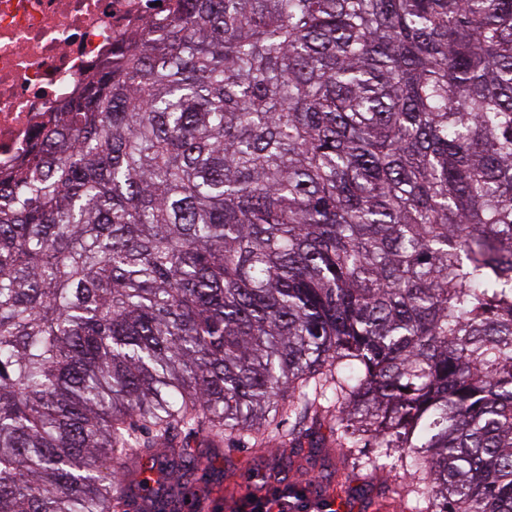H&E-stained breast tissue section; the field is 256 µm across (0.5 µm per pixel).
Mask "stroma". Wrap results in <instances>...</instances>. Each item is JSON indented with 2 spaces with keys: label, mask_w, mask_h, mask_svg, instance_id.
<instances>
[{
  "label": "stroma",
  "mask_w": 512,
  "mask_h": 512,
  "mask_svg": "<svg viewBox=\"0 0 512 512\" xmlns=\"http://www.w3.org/2000/svg\"><path fill=\"white\" fill-rule=\"evenodd\" d=\"M287 419H279L269 441L259 444L251 438L227 441L219 452L209 451L200 438L188 443L202 464L189 469L178 461L172 474L162 476L164 487L184 489L177 504L179 512H235L246 495H262L272 486L285 482L305 490L315 499L334 502L337 512H399V505L381 495V483L402 480L401 460L391 458L376 480L366 476V462L376 449H363L361 457L349 456L337 447L336 436L328 427L314 428L300 439L288 435Z\"/></svg>",
  "instance_id": "1"
}]
</instances>
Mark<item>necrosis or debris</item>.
Returning <instances> with one entry per match:
<instances>
[{
    "label": "necrosis or debris",
    "mask_w": 512,
    "mask_h": 512,
    "mask_svg": "<svg viewBox=\"0 0 512 512\" xmlns=\"http://www.w3.org/2000/svg\"><path fill=\"white\" fill-rule=\"evenodd\" d=\"M152 0H0V168L45 140L96 64L162 17Z\"/></svg>",
    "instance_id": "obj_1"
}]
</instances>
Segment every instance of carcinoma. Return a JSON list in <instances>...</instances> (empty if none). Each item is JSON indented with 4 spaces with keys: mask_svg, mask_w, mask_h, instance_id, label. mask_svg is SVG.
<instances>
[{
    "mask_svg": "<svg viewBox=\"0 0 512 512\" xmlns=\"http://www.w3.org/2000/svg\"><path fill=\"white\" fill-rule=\"evenodd\" d=\"M176 2L0 172V512L284 416L512 512V0Z\"/></svg>",
    "mask_w": 512,
    "mask_h": 512,
    "instance_id": "cac0c4a2",
    "label": "carcinoma"
}]
</instances>
